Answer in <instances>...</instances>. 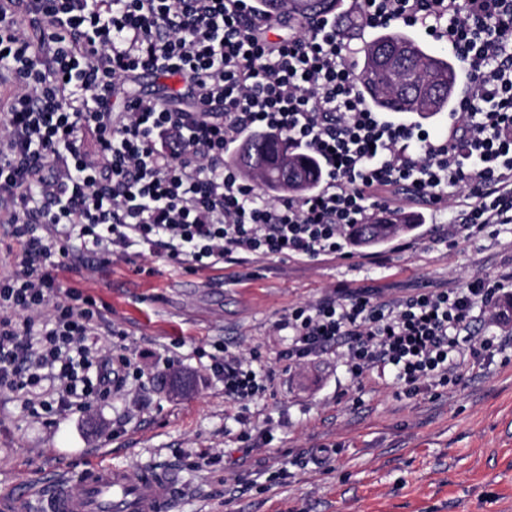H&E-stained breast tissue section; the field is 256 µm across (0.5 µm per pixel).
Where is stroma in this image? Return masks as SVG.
I'll return each instance as SVG.
<instances>
[{"instance_id": "35a3bbf8", "label": "stroma", "mask_w": 512, "mask_h": 512, "mask_svg": "<svg viewBox=\"0 0 512 512\" xmlns=\"http://www.w3.org/2000/svg\"><path fill=\"white\" fill-rule=\"evenodd\" d=\"M431 230L401 227L412 251L351 244L345 259L251 257L197 272L150 254L75 258L64 283L96 298L116 330L101 344L145 376L56 426L0 393V496L30 492L28 512H38L41 484L109 462L172 472L173 512H512V363L466 364L441 396L406 398L392 373L355 381L337 351L294 368L279 358L288 334L275 322L339 285L391 299L512 266V236L449 250ZM219 344L251 351L273 373L247 409L207 368ZM170 358L189 391L150 381ZM243 412L251 429L270 431L269 444L240 441ZM332 443L339 452L323 458Z\"/></svg>"}]
</instances>
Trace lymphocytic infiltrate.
Masks as SVG:
<instances>
[{
	"label": "lymphocytic infiltrate",
	"mask_w": 512,
	"mask_h": 512,
	"mask_svg": "<svg viewBox=\"0 0 512 512\" xmlns=\"http://www.w3.org/2000/svg\"><path fill=\"white\" fill-rule=\"evenodd\" d=\"M370 29L424 32L458 61L465 89L432 133L382 118L358 92L334 21L256 11L252 0H0V223L16 245L0 275V392L57 418L88 413L141 370L107 353L93 296L64 286L76 252L131 249L192 269L247 256L343 254L349 229L409 192L435 243L512 234V0H351ZM151 72L179 82L186 107L132 96ZM266 131L315 160L317 182L269 202L227 165ZM92 152H85L86 137ZM512 271L384 300L349 286L289 308V364L341 349L355 380L390 369L414 397L456 384L463 357L512 349L485 335ZM224 395L247 405L271 375L212 356Z\"/></svg>",
	"instance_id": "lymphocytic-infiltrate-1"
}]
</instances>
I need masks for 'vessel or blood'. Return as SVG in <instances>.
<instances>
[{"label":"vessel or blood","mask_w":512,"mask_h":512,"mask_svg":"<svg viewBox=\"0 0 512 512\" xmlns=\"http://www.w3.org/2000/svg\"><path fill=\"white\" fill-rule=\"evenodd\" d=\"M171 472L144 468L130 472L112 464L86 469L80 487L71 490L67 481L50 485L44 512H170L176 497Z\"/></svg>","instance_id":"obj_1"}]
</instances>
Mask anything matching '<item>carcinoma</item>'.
I'll list each match as a JSON object with an SVG mask.
<instances>
[{
  "mask_svg": "<svg viewBox=\"0 0 512 512\" xmlns=\"http://www.w3.org/2000/svg\"><path fill=\"white\" fill-rule=\"evenodd\" d=\"M318 0H259V10L265 13H288L302 20L319 15H334L342 32L351 26H361L360 21L350 22L341 13L318 10ZM390 44H403L410 48V56L394 71L376 68L372 55ZM357 66L359 91L366 101L383 112H406L421 120H431L448 111L456 88L448 73L453 71V58L445 51L431 52L400 30H382L366 40L359 50ZM250 147L258 155L259 163L246 171L259 179L265 193L303 194L316 184L313 163L306 157L288 153L284 137L278 134H257L247 137L242 148ZM402 223L400 217L392 218L386 228L367 224L354 237L357 244L377 246L385 243L393 226Z\"/></svg>",
  "mask_w": 512,
  "mask_h": 512,
  "instance_id": "carcinoma-1",
  "label": "carcinoma"
}]
</instances>
